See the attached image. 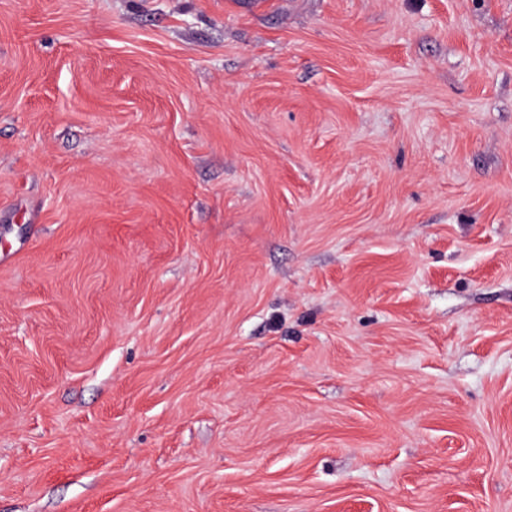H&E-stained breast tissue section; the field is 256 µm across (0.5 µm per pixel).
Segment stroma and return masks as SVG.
Instances as JSON below:
<instances>
[{"mask_svg": "<svg viewBox=\"0 0 512 512\" xmlns=\"http://www.w3.org/2000/svg\"><path fill=\"white\" fill-rule=\"evenodd\" d=\"M0 512H512V0H0Z\"/></svg>", "mask_w": 512, "mask_h": 512, "instance_id": "35a3bbf8", "label": "stroma"}]
</instances>
